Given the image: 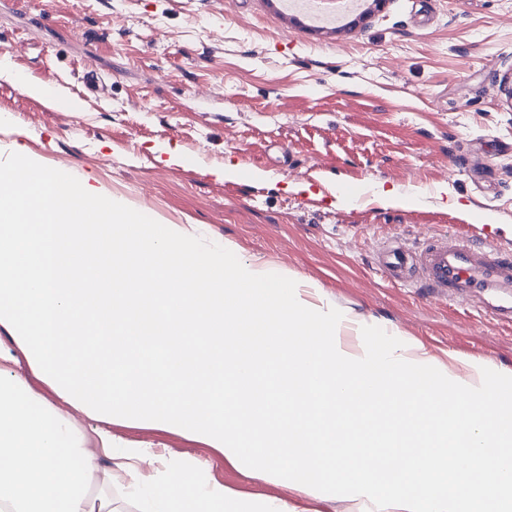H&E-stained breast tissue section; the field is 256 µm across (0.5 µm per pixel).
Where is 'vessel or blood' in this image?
Segmentation results:
<instances>
[{
	"instance_id": "obj_1",
	"label": "vessel or blood",
	"mask_w": 512,
	"mask_h": 512,
	"mask_svg": "<svg viewBox=\"0 0 512 512\" xmlns=\"http://www.w3.org/2000/svg\"><path fill=\"white\" fill-rule=\"evenodd\" d=\"M276 0V13L307 27L315 20H332V0L288 9ZM373 261L388 282L416 288L428 297L467 305L503 325H512V249L491 235L477 236L458 227L431 231L415 239L392 235L378 240Z\"/></svg>"
}]
</instances>
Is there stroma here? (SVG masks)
I'll return each mask as SVG.
<instances>
[{
    "mask_svg": "<svg viewBox=\"0 0 512 512\" xmlns=\"http://www.w3.org/2000/svg\"><path fill=\"white\" fill-rule=\"evenodd\" d=\"M46 98L0 77V160L17 152L152 219L232 251L244 267L293 279L309 308L339 309L342 340L378 326L429 365L512 371V327L423 298L375 270L376 241L460 226L512 245V0H389L356 28H285L266 0H0V58ZM94 65L107 90L82 80ZM78 100L80 111L61 106ZM233 166L237 174L225 178ZM418 194L382 204L378 189ZM7 369L97 451L105 431L206 483L292 512H373L370 502L291 490L232 464L186 429L88 413L35 368L0 323ZM99 455L89 491L117 512H149L147 487Z\"/></svg>",
    "mask_w": 512,
    "mask_h": 512,
    "instance_id": "stroma-1",
    "label": "stroma"
}]
</instances>
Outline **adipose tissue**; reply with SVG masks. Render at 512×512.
<instances>
[{"label": "adipose tissue", "instance_id": "1", "mask_svg": "<svg viewBox=\"0 0 512 512\" xmlns=\"http://www.w3.org/2000/svg\"><path fill=\"white\" fill-rule=\"evenodd\" d=\"M157 512H201V503L212 504L213 512H245L240 499L226 493L223 486L202 483L197 470L187 464L172 463L149 479Z\"/></svg>", "mask_w": 512, "mask_h": 512}]
</instances>
